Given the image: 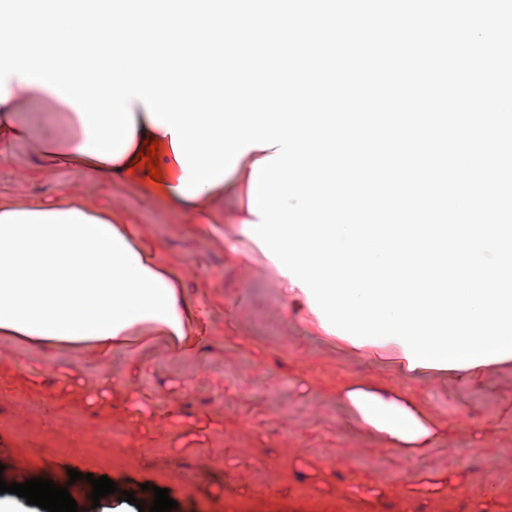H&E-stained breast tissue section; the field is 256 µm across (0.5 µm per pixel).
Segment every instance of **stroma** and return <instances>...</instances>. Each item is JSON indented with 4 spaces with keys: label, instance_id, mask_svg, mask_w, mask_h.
Segmentation results:
<instances>
[{
    "label": "stroma",
    "instance_id": "stroma-1",
    "mask_svg": "<svg viewBox=\"0 0 512 512\" xmlns=\"http://www.w3.org/2000/svg\"><path fill=\"white\" fill-rule=\"evenodd\" d=\"M40 163L38 138L0 149V204L67 195L110 210L175 272L196 310V344L146 333L102 354L0 335L5 482L47 478L79 502L88 477L105 476L139 500L168 490L176 512H512V418L500 412L512 367L492 370L484 391L441 375L403 380L325 334L308 309H290L243 226L249 168L237 194L214 204L213 223L191 224L136 182L106 187ZM355 384L403 390L434 423L458 424L456 447L388 446L338 401ZM431 473L447 484L432 487Z\"/></svg>",
    "mask_w": 512,
    "mask_h": 512
}]
</instances>
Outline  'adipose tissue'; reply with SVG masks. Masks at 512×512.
<instances>
[{
	"instance_id": "obj_1",
	"label": "adipose tissue",
	"mask_w": 512,
	"mask_h": 512,
	"mask_svg": "<svg viewBox=\"0 0 512 512\" xmlns=\"http://www.w3.org/2000/svg\"><path fill=\"white\" fill-rule=\"evenodd\" d=\"M9 94L33 90L41 113V144L50 164L76 166L100 176L141 181L153 197L183 206L193 224L214 220L212 203L232 178L205 187L196 196L178 189L183 171L171 135L151 122L141 99L128 104L133 114L131 143L117 159L83 152L87 142L73 106L44 86L17 76ZM159 145V177L137 156L145 142ZM193 307L177 291L175 276L156 254L131 242L109 211H92L66 196L25 208L0 207V335L34 343L91 342L109 350L127 343L135 330L148 329L186 341ZM341 400L354 422L395 448H426L454 442L456 425L428 422L405 397L367 386L348 388Z\"/></svg>"
}]
</instances>
